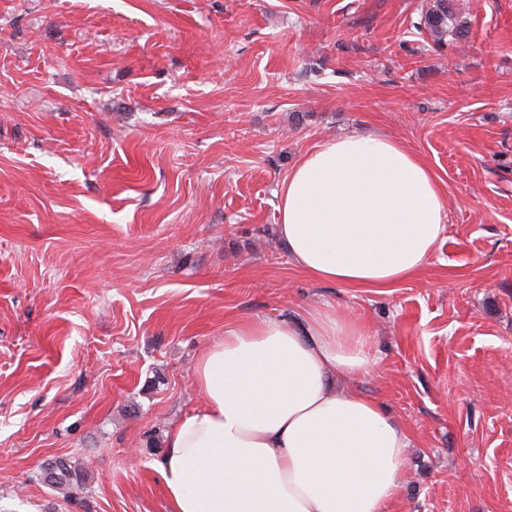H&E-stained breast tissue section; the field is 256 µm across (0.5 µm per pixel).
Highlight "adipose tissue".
Masks as SVG:
<instances>
[{"instance_id":"adipose-tissue-1","label":"adipose tissue","mask_w":512,"mask_h":512,"mask_svg":"<svg viewBox=\"0 0 512 512\" xmlns=\"http://www.w3.org/2000/svg\"><path fill=\"white\" fill-rule=\"evenodd\" d=\"M445 221L426 161L374 133L303 157L282 183L277 233L312 279L379 291L430 266ZM375 364L363 323L328 305L225 322L194 368L201 406L167 434L171 512H384L412 438L348 388Z\"/></svg>"}]
</instances>
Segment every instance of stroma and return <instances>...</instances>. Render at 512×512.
<instances>
[{
	"mask_svg": "<svg viewBox=\"0 0 512 512\" xmlns=\"http://www.w3.org/2000/svg\"><path fill=\"white\" fill-rule=\"evenodd\" d=\"M422 0H0V512H170L167 433L226 321L330 304L358 390L413 439L386 512H512V0L466 36ZM382 132L447 198L388 292L318 282L277 234L318 144ZM84 469L70 500L41 481ZM459 0H429L424 1L418 22L413 25L420 33L425 32L436 45L445 42L448 27L454 25L458 14L462 11Z\"/></svg>",
	"mask_w": 512,
	"mask_h": 512,
	"instance_id": "stroma-1",
	"label": "stroma"
}]
</instances>
